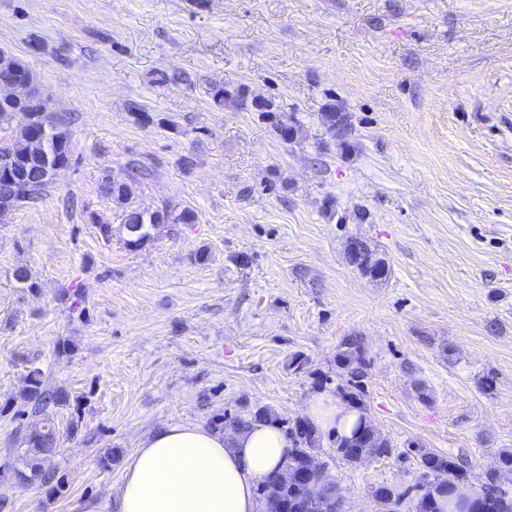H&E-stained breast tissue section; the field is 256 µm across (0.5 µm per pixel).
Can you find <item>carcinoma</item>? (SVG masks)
<instances>
[{
  "label": "carcinoma",
  "mask_w": 512,
  "mask_h": 512,
  "mask_svg": "<svg viewBox=\"0 0 512 512\" xmlns=\"http://www.w3.org/2000/svg\"><path fill=\"white\" fill-rule=\"evenodd\" d=\"M256 107L265 113L274 127L275 132L285 141L293 139V126L282 116L272 110V104L261 102ZM27 112L32 117L33 128L45 134L47 149L53 160L62 163L69 159V137L64 128V121L50 108L49 100L37 94L25 104L18 106L0 101V131L12 128L15 115ZM327 130L332 137L342 138L352 129L351 116L347 112H338L336 108L324 113ZM12 166L20 176L25 191L14 196L0 195V214L32 205L47 195L52 181L41 178L27 179L25 173L39 169L40 160L31 154L27 131L19 128L15 138L7 144L6 154L0 153V165ZM193 215L184 209L175 212L169 206L154 211L134 209L129 212L124 224L129 246L138 247L148 242L152 231L161 224H190ZM357 269L374 278L387 276L386 264L372 258L362 262ZM336 364L340 374L348 377V382L364 376L366 362L359 344L354 341L345 343V349L336 356ZM43 374L35 368L29 372V390L27 398L34 403L35 409L44 416L41 428L31 431L25 439V447L16 449L15 463L12 467L15 474L31 482L48 484L53 482L55 475L43 468L44 456L53 452L57 445L56 428L50 407L62 400L61 395L43 387ZM276 418L268 408L259 407L243 416L235 418L237 429L243 430L255 422ZM292 448L288 452V461L298 470L313 468L310 454L320 442L321 436L310 428L303 420L297 419L288 428ZM335 452L349 462L358 461V457H385L392 453L390 441L371 426L365 416H360L352 435L333 440ZM418 468L422 470L424 481L414 487L416 512H441L437 506V498H448V512H512V497L499 492L497 471L486 473L479 484L469 479L467 467L456 459L426 448L416 449ZM23 469H18L17 465ZM409 492H398L382 484L374 488L375 500L384 507L401 502Z\"/></svg>",
  "instance_id": "1"
}]
</instances>
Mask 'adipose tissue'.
Returning a JSON list of instances; mask_svg holds the SVG:
<instances>
[{"label": "adipose tissue", "mask_w": 512, "mask_h": 512, "mask_svg": "<svg viewBox=\"0 0 512 512\" xmlns=\"http://www.w3.org/2000/svg\"><path fill=\"white\" fill-rule=\"evenodd\" d=\"M357 409L321 401L309 413L318 433L350 435ZM290 442L275 422L225 437L200 425H170L142 441L105 512H258L255 489L284 462Z\"/></svg>", "instance_id": "adipose-tissue-1"}]
</instances>
